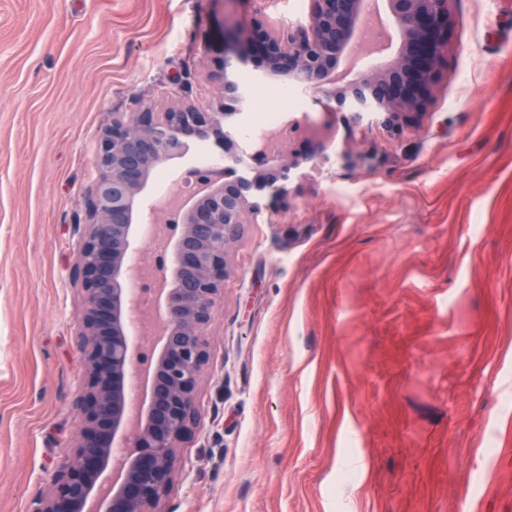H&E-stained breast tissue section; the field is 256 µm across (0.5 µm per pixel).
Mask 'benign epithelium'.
Returning <instances> with one entry per match:
<instances>
[{"instance_id": "obj_1", "label": "benign epithelium", "mask_w": 512, "mask_h": 512, "mask_svg": "<svg viewBox=\"0 0 512 512\" xmlns=\"http://www.w3.org/2000/svg\"><path fill=\"white\" fill-rule=\"evenodd\" d=\"M311 2L305 28L252 18L257 41L225 22L226 56L212 74L217 95L208 103L163 112L143 104L130 119L113 114L99 135L73 267L83 299L75 332L86 368L77 400L82 425L34 512H162L177 449L199 424L206 329L230 275L226 250L261 213L254 198L282 192L291 171L315 160L287 153V141L265 133L253 143L251 159L261 166L253 177L202 171L190 188L175 178L161 208L178 215L176 229L145 227L153 171L184 156L187 138L227 139L224 121L244 111L233 60L256 54L266 79L332 97L370 127L394 129L426 110L448 54L449 0H386L387 27L398 40L394 58L341 87L339 67L352 61L373 22L371 0ZM149 232L173 244V269L164 258L153 265L132 259L133 245ZM149 276L155 305L137 318L138 285Z\"/></svg>"}]
</instances>
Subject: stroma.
Wrapping results in <instances>:
<instances>
[{
	"label": "stroma",
	"instance_id": "1",
	"mask_svg": "<svg viewBox=\"0 0 512 512\" xmlns=\"http://www.w3.org/2000/svg\"><path fill=\"white\" fill-rule=\"evenodd\" d=\"M427 110L368 129L236 63L315 166L262 196L207 329L164 512H512V0H451ZM310 0H0V512H32L82 422L77 224L116 112L208 102L225 18ZM172 175L215 140L190 141ZM344 159H337L338 150Z\"/></svg>",
	"mask_w": 512,
	"mask_h": 512
}]
</instances>
